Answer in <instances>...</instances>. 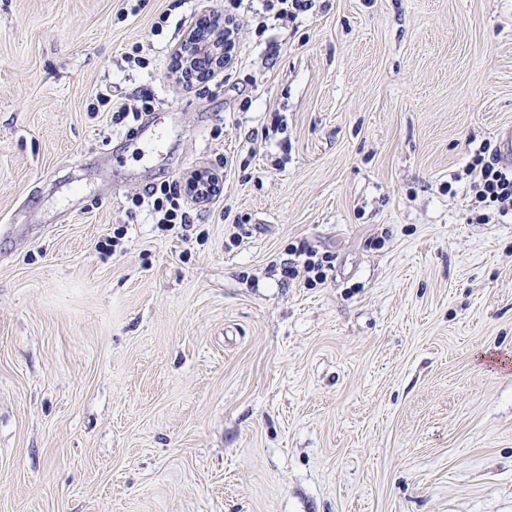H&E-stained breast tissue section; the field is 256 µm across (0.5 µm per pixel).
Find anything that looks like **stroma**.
I'll list each match as a JSON object with an SVG mask.
<instances>
[{
	"instance_id": "stroma-1",
	"label": "stroma",
	"mask_w": 512,
	"mask_h": 512,
	"mask_svg": "<svg viewBox=\"0 0 512 512\" xmlns=\"http://www.w3.org/2000/svg\"><path fill=\"white\" fill-rule=\"evenodd\" d=\"M125 6L0 0V512H512V219L458 179L512 129V0L245 8L189 86L222 0ZM144 92L160 163L112 131ZM205 170L184 228L128 216ZM302 243L324 284L283 277ZM245 0H225L224 1V19H220L215 24L210 25L213 28L206 36V41H202L199 35L195 33L188 34L180 43L179 54L181 68L177 72L183 83L189 85L191 79H197L194 67L198 56L200 64L210 61L214 69H220L223 64L224 70L231 66L236 56V39L238 35L237 14L243 8ZM223 31V32H222ZM224 36V38H222ZM206 53V54H201ZM201 54V55H200ZM262 12L255 13V18L260 21L256 31L264 33L268 28L267 20L293 21L300 13L310 11L314 0H262ZM291 255L296 257L304 256L302 260L305 284L308 286H316L327 281L329 271L334 267L332 265V257L329 255L318 256V253L309 248L305 244L292 246L290 248Z\"/></svg>"
}]
</instances>
